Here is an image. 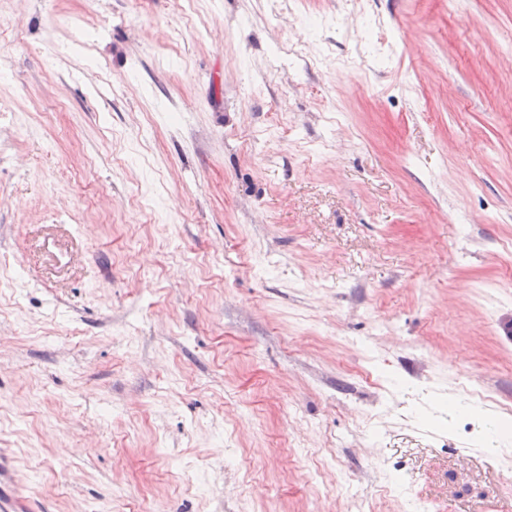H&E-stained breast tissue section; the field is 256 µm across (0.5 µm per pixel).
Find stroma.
<instances>
[{"label":"stroma","instance_id":"35a3bbf8","mask_svg":"<svg viewBox=\"0 0 512 512\" xmlns=\"http://www.w3.org/2000/svg\"><path fill=\"white\" fill-rule=\"evenodd\" d=\"M512 0H0V448L43 512H512Z\"/></svg>","mask_w":512,"mask_h":512}]
</instances>
